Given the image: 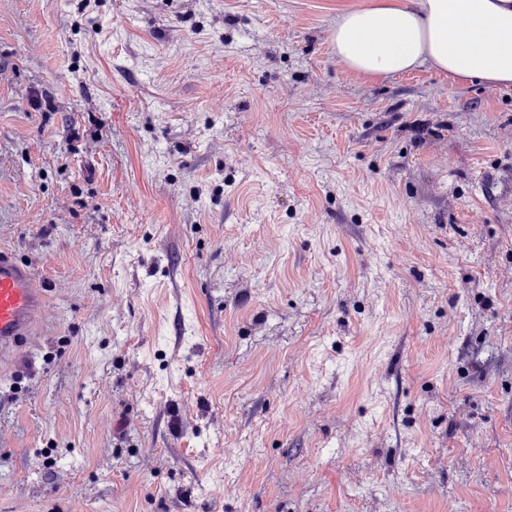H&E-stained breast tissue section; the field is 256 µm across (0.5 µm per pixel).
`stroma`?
<instances>
[{"label":"stroma","mask_w":512,"mask_h":512,"mask_svg":"<svg viewBox=\"0 0 512 512\" xmlns=\"http://www.w3.org/2000/svg\"><path fill=\"white\" fill-rule=\"evenodd\" d=\"M372 2L0 0V512H512V86ZM381 1L338 18L331 42L347 70L384 79L429 63L461 80L512 85V0ZM35 280L31 263L0 250V359L28 340L44 308L45 290Z\"/></svg>","instance_id":"obj_1"}]
</instances>
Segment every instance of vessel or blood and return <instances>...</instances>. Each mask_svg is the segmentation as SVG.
<instances>
[{"label": "vessel or blood", "instance_id": "1", "mask_svg": "<svg viewBox=\"0 0 512 512\" xmlns=\"http://www.w3.org/2000/svg\"><path fill=\"white\" fill-rule=\"evenodd\" d=\"M44 303L32 264L0 250V355L27 341Z\"/></svg>", "mask_w": 512, "mask_h": 512}]
</instances>
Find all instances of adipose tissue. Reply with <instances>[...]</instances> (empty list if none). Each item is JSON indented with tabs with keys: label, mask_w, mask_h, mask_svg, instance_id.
<instances>
[{
	"label": "adipose tissue",
	"mask_w": 512,
	"mask_h": 512,
	"mask_svg": "<svg viewBox=\"0 0 512 512\" xmlns=\"http://www.w3.org/2000/svg\"><path fill=\"white\" fill-rule=\"evenodd\" d=\"M331 42L337 61L372 79L428 63L512 85V0H380L342 13Z\"/></svg>",
	"instance_id": "obj_1"
}]
</instances>
